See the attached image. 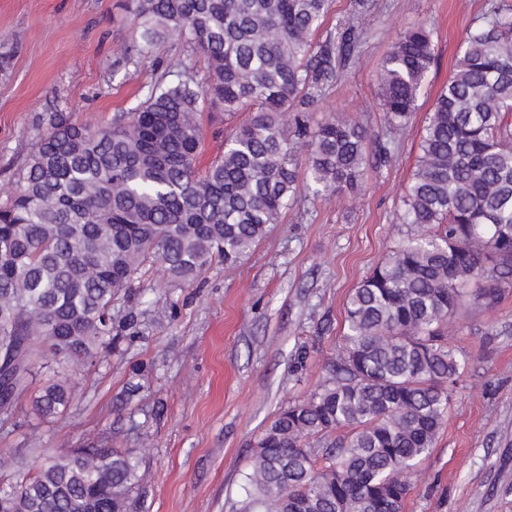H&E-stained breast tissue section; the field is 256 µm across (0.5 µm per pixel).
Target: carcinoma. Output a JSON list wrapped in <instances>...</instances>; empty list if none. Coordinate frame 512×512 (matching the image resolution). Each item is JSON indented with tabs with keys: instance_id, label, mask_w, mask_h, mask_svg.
I'll use <instances>...</instances> for the list:
<instances>
[{
	"instance_id": "obj_1",
	"label": "carcinoma",
	"mask_w": 512,
	"mask_h": 512,
	"mask_svg": "<svg viewBox=\"0 0 512 512\" xmlns=\"http://www.w3.org/2000/svg\"><path fill=\"white\" fill-rule=\"evenodd\" d=\"M332 6L128 0L140 55L126 51L121 62L136 67L178 41L203 54L207 73L181 67L110 124L49 114L0 205L1 424L45 355L73 372L95 364L146 262L190 284L215 257L242 259L297 200L299 181L324 199L363 182L362 126L312 130L306 120L362 36L346 21L314 41ZM434 60L424 24L394 43L377 77L390 125L410 120ZM205 102L248 116L199 173ZM511 118L512 13L488 0L424 128L403 197L414 237L353 289L334 378L262 431L237 512H403L407 475L433 448L463 370L448 320L512 289ZM70 398L68 381L50 383L33 411L60 414ZM342 429L330 447L310 446ZM143 478L128 454L79 448L0 482V512H129Z\"/></svg>"
}]
</instances>
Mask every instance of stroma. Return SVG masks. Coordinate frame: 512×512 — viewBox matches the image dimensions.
<instances>
[{"label": "stroma", "mask_w": 512, "mask_h": 512, "mask_svg": "<svg viewBox=\"0 0 512 512\" xmlns=\"http://www.w3.org/2000/svg\"><path fill=\"white\" fill-rule=\"evenodd\" d=\"M335 0L318 39L345 20L362 30L352 64L318 99L310 125L355 120L365 131L361 187L324 200L300 193L236 265L213 260L192 285L146 264L116 324L111 348L78 372L62 414L31 410L0 425V479L88 445L141 462L133 512H236L253 445L281 407L323 385L344 340L345 309L369 270L413 232L402 197L417 170L432 105L452 75L466 28L486 0ZM127 0H0V200H6L43 128L42 114L111 122L144 99L173 65L204 71L201 56L166 43L139 66L116 67L134 48ZM426 23L436 62L418 109L392 127L376 75L392 44ZM387 157H380V150ZM448 344L468 364L430 455L409 477L403 512H512V290L490 310L464 309Z\"/></svg>", "instance_id": "1"}]
</instances>
